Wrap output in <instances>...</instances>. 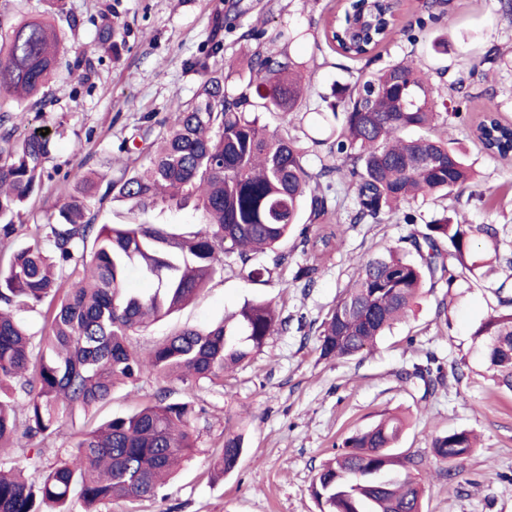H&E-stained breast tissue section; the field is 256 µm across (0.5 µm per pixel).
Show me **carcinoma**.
<instances>
[{"label":"carcinoma","mask_w":512,"mask_h":512,"mask_svg":"<svg viewBox=\"0 0 512 512\" xmlns=\"http://www.w3.org/2000/svg\"><path fill=\"white\" fill-rule=\"evenodd\" d=\"M351 0L324 29L329 48L351 61L367 58L392 38L383 18L387 6L373 4L375 25L362 43L346 45L338 36L357 21ZM95 42L67 47L52 21L33 18L0 38V243L23 225L16 223L52 175L46 170L52 142L34 130L22 133L8 102L42 104L43 90L60 66L88 80L97 49L118 35L112 10L100 14ZM224 55V41L212 37L201 55L187 61L199 76L192 99L167 118L146 112L138 137L149 155L143 169H128L108 182L105 194L144 210L159 202L193 203L202 220L179 232L159 224H100L96 205L104 176L85 168L64 194L58 217L29 228L32 243L19 249L0 270V448L34 453L30 481L18 468L0 462V512H100L114 500L130 504L157 501L165 480L194 448L197 420L190 401H169L164 384L224 385L234 370L260 350L268 337L288 332V319L265 301L245 303L224 321L206 328L187 327L146 352L129 336L192 301L223 270L222 258L235 260L238 274L260 282L274 267L256 257L288 242L304 215L328 213L343 224L332 205L333 187L353 189L350 224H380L396 219L416 223L401 205L419 195L447 198L472 180L463 150L430 135L413 137L443 118L435 110L431 74L402 59L336 88L332 115L323 125L269 130L262 116L299 111L311 82L301 63L286 52L256 49L247 61L248 81L228 90L225 70L209 60ZM476 137L486 151L512 154V124L484 118ZM326 147L313 172L306 156ZM497 239L493 224H458L443 216L426 225L412 245L419 260L396 250L360 261L358 275L320 325L318 349L324 359H351L376 343L408 316L426 282L453 285L441 246L462 268L475 235ZM302 253L324 255L341 245L335 229L300 231ZM317 265L297 266L293 281L311 288ZM138 274L153 288L134 294L124 288ZM495 290L509 308L482 322L475 338L483 342L488 369L498 386L512 392V296ZM46 307L40 335L17 317L21 310ZM148 376L161 384L152 403L131 414L115 415L82 433L44 471L43 447L58 436L75 412L90 413L112 399L120 385ZM393 416L380 419L342 443V451L322 465L312 484L320 512H422L423 489L412 469L417 462L393 453L404 432ZM437 459H462L475 448L470 431L441 433L432 441ZM244 452L243 437L224 438L215 465L231 472Z\"/></svg>","instance_id":"carcinoma-1"}]
</instances>
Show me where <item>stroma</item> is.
Wrapping results in <instances>:
<instances>
[{"label": "stroma", "instance_id": "stroma-1", "mask_svg": "<svg viewBox=\"0 0 512 512\" xmlns=\"http://www.w3.org/2000/svg\"><path fill=\"white\" fill-rule=\"evenodd\" d=\"M111 6L119 25L113 48L99 49V63L88 83L59 72L45 89L46 104L26 112L31 127L48 131L53 148L46 164L53 175L48 190L28 206L25 224H44L56 213L58 196L74 183L79 159L106 178L120 177L126 160L119 143L131 137L141 113L166 115L193 96L197 75L185 62L209 40L215 20H223L224 52L236 60L228 86L244 87L246 61L257 45L286 50L313 72L315 90L302 107L304 124L320 120L334 100L336 85L355 82L360 64L332 52L323 26L341 7L339 0H0V22L53 15L70 47L95 36L92 17ZM450 16L406 32L427 11ZM84 18L70 30L66 15ZM394 41L374 51L373 68L411 57L432 74L435 99L447 102L455 115L445 128L465 148L477 173L475 183L449 200L420 197L410 210L415 223L348 224L344 244L321 264L313 287L292 280L305 257L285 243L287 263L258 284H248L232 270L213 279L189 304L132 337L134 346L149 349L173 331L205 328L223 320L245 301L272 302L287 317L288 330L270 336L261 350L224 377L223 386L188 388L169 384L174 401L193 402L197 444L164 498L130 506L115 501L102 512H320L312 483L320 466L333 458L339 444L381 415L407 421L397 451L418 461L423 488L422 512H512V394L499 389L487 368L474 332L499 305L494 283L512 280V157L484 152L474 132L485 112L512 122V19L498 11V0H400ZM261 41L242 40L249 28ZM500 55L486 61L488 52ZM82 143V158L72 152ZM475 226L493 224L498 239L476 235L466 257L470 272L454 285L438 282L424 288L409 316L397 323L368 351L348 360H325L317 350L321 322L351 284L359 262L387 250L411 252L410 239L446 208ZM200 214L158 204L147 212L108 198L99 222H148L181 228L197 223ZM417 366L440 367L442 381L424 395L421 381L410 378ZM462 380H454L452 368ZM155 380L117 387L110 402L92 414H75L44 455L68 447L80 432L113 415L134 411L154 399ZM468 429L478 436L475 450L455 465L437 460L432 440L438 433ZM231 433L244 437L245 452L231 474L211 470L214 457Z\"/></svg>", "mask_w": 512, "mask_h": 512}]
</instances>
